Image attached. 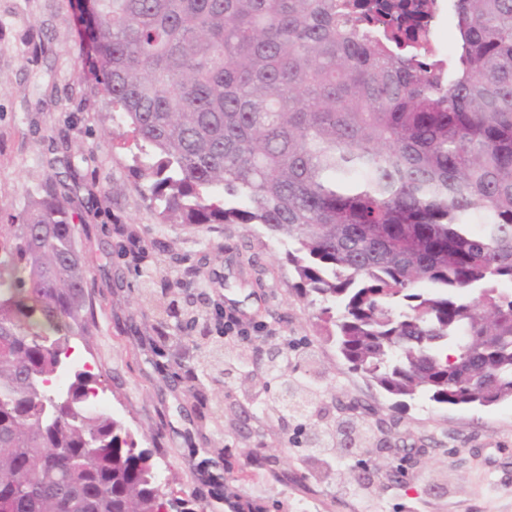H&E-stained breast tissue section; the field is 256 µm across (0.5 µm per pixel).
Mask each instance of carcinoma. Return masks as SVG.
<instances>
[{"label": "carcinoma", "mask_w": 512, "mask_h": 512, "mask_svg": "<svg viewBox=\"0 0 512 512\" xmlns=\"http://www.w3.org/2000/svg\"><path fill=\"white\" fill-rule=\"evenodd\" d=\"M96 83L173 224H260L355 371L396 397L512 401V0H450L456 47L355 0H82ZM64 180L0 224V512H194L152 453L55 394L94 282ZM510 288H503L504 284ZM313 391L290 386L289 409Z\"/></svg>", "instance_id": "carcinoma-1"}]
</instances>
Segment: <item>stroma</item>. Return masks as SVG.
Returning a JSON list of instances; mask_svg holds the SVG:
<instances>
[{"mask_svg": "<svg viewBox=\"0 0 512 512\" xmlns=\"http://www.w3.org/2000/svg\"><path fill=\"white\" fill-rule=\"evenodd\" d=\"M79 0H0V212L19 213L62 174L88 229L97 323L73 340L100 376L110 410L154 452L167 497L196 512H512V401L454 407L397 398L352 370L296 287L286 249L256 224H163L132 169L137 148L88 74ZM196 328L159 314L169 302ZM263 328L245 346L263 373L290 344L288 373L316 390L308 420L279 412L280 388L205 374L224 315ZM334 441L370 435L350 456L314 452L313 425Z\"/></svg>", "mask_w": 512, "mask_h": 512, "instance_id": "35a3bbf8", "label": "stroma"}]
</instances>
